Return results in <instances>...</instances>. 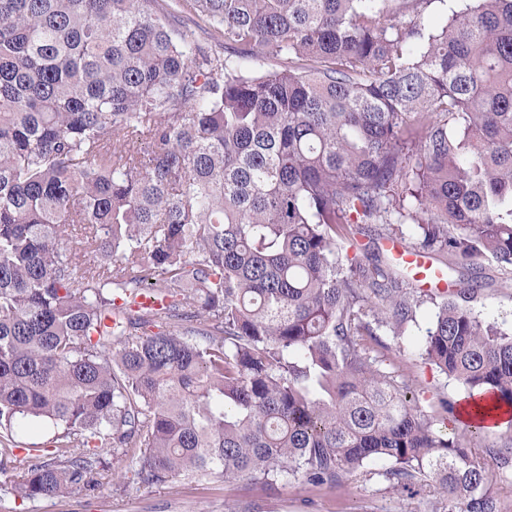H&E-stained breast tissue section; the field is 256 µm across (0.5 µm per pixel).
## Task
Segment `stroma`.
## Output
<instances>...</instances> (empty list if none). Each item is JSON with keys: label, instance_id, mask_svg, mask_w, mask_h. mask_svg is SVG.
<instances>
[{"label": "stroma", "instance_id": "stroma-1", "mask_svg": "<svg viewBox=\"0 0 512 512\" xmlns=\"http://www.w3.org/2000/svg\"><path fill=\"white\" fill-rule=\"evenodd\" d=\"M473 274L483 283L472 302L477 314L498 322L504 330H512V273L485 259L475 265ZM433 313V305L427 303L401 334L381 329L377 349L378 355L392 358L396 370L410 377L430 406L443 394L457 402L467 395L459 382L421 356ZM46 439V434L34 427L19 433L20 449L6 470H0V512H228L232 506L244 512L245 507L256 505L264 506L265 512H432L427 495L411 496L386 489L379 476L384 468L380 462L369 464L344 489H313L299 476L271 487L259 481L227 482L220 478L203 483L176 479L157 486L143 484L137 478L140 451L136 448L119 456L104 453L108 469L94 495L26 501L14 498L12 480L26 463L28 449L42 446Z\"/></svg>", "mask_w": 512, "mask_h": 512}]
</instances>
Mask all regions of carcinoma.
<instances>
[{"mask_svg": "<svg viewBox=\"0 0 512 512\" xmlns=\"http://www.w3.org/2000/svg\"><path fill=\"white\" fill-rule=\"evenodd\" d=\"M429 2L0 0V466L53 427L17 495L92 494L98 449L139 448L148 485L385 462L442 512H509L485 417L448 431L455 403L427 414L371 347L427 299L425 360L512 409L482 284L336 260L355 225L413 224L418 250L512 269V0L433 27Z\"/></svg>", "mask_w": 512, "mask_h": 512, "instance_id": "carcinoma-1", "label": "carcinoma"}]
</instances>
